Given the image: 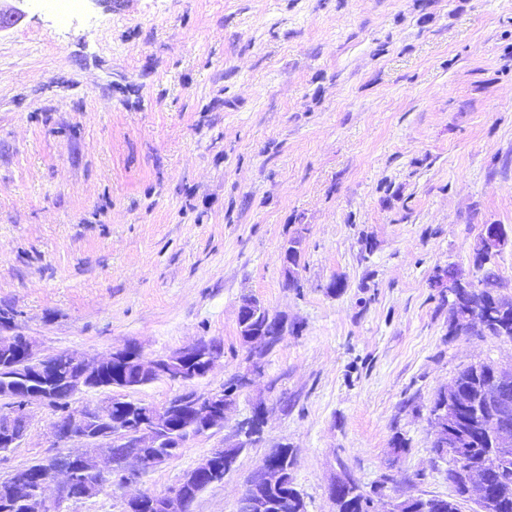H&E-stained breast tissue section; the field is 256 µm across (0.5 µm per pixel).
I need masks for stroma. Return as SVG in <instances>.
I'll use <instances>...</instances> for the list:
<instances>
[{"label": "stroma", "instance_id": "1", "mask_svg": "<svg viewBox=\"0 0 512 512\" xmlns=\"http://www.w3.org/2000/svg\"><path fill=\"white\" fill-rule=\"evenodd\" d=\"M0 33V334L41 353L163 355L220 344L206 393L248 368L243 297L295 324L223 429L63 512L161 495L264 404L268 423L191 512H238L270 449L295 459L306 512L332 483L449 497L435 395L464 367L512 369V340L450 331L430 282L477 280L486 224L512 297V0H25ZM300 237L299 285L280 263ZM339 282L329 290L330 282ZM185 384L132 394L160 407ZM33 406L0 478L55 453ZM508 238L496 224H487L474 244V266L494 259L507 244Z\"/></svg>", "mask_w": 512, "mask_h": 512}]
</instances>
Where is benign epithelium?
<instances>
[{
  "label": "benign epithelium",
  "instance_id": "7a95c632",
  "mask_svg": "<svg viewBox=\"0 0 512 512\" xmlns=\"http://www.w3.org/2000/svg\"><path fill=\"white\" fill-rule=\"evenodd\" d=\"M24 16V12L12 7L8 10L0 8V32L13 27ZM508 238L495 224L485 226L474 244V266L487 263L494 259L507 244ZM300 240L294 239L281 247L282 269L285 279L290 281L295 276L292 258L300 257ZM468 281L458 269L450 266L436 272L431 287L441 289V293L454 298L457 291ZM238 328L241 336H265L268 340L282 339L288 335V319L271 314L259 301L244 300L238 309ZM0 349L6 352L7 360L15 367L30 372L34 377L49 381L58 378L60 359L71 361L72 371L65 379L70 395L75 397L88 390H98L96 385L100 367L114 360L131 363L141 379H152L164 376L182 383L193 378H202L212 371L218 353L214 347L198 340L179 350L162 356L147 355L136 343H128L121 348L106 354L87 355L74 351H62L42 355L38 352L35 341L23 334L0 336ZM512 384V371L497 370L494 379L493 399L500 419L512 414V403L499 397L501 386ZM24 403L15 408V412L0 417V424L12 428L17 421L29 422L30 408L35 404L47 405V390L26 392ZM129 394H112L94 406H82L72 410L69 417L55 418L51 423V432L57 439L68 443L75 441L78 448L66 449V454L76 463L84 475V483L76 487L71 472L55 470L41 478V494L29 501L28 512H60L66 501L94 498L103 493L108 485L105 478L112 473V459L102 451L106 444L113 443L121 448H129L119 463L123 472L134 474L148 466L139 448H159L172 431V418L187 416L193 420L197 431L189 434L194 439L212 430L224 428V390L220 389L207 394H199L194 390L185 391L161 408L139 405V416L128 422L113 421L110 427L96 431L91 427V417L110 413V409L128 408ZM436 428V436L448 438V450L455 458L454 468H461L464 457L460 449L467 447L468 438L456 425L452 412L443 408L431 414ZM493 452L488 456L486 464L498 465L501 460L512 456V434L506 427L493 426L490 429ZM215 452L204 456L199 463L182 477V482H195L208 485L215 481L218 472L213 469ZM282 475L280 458L276 450H271L263 458L254 482L275 485ZM165 512H190V504L186 497L173 490L162 496ZM466 499L474 504L473 512H491V497L479 485L467 482Z\"/></svg>",
  "mask_w": 512,
  "mask_h": 512
}]
</instances>
